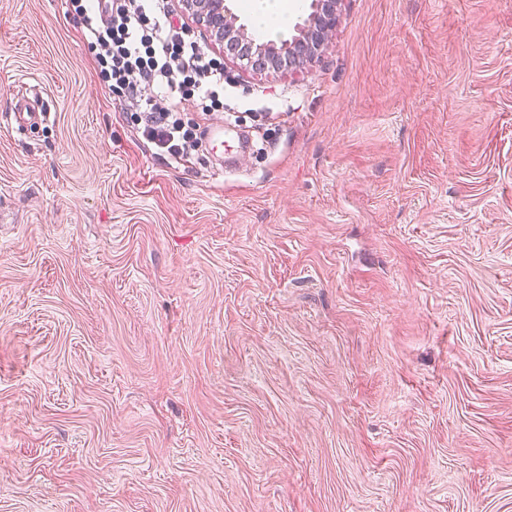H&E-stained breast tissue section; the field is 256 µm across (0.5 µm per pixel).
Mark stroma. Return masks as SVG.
I'll return each mask as SVG.
<instances>
[{
	"label": "stroma",
	"mask_w": 512,
	"mask_h": 512,
	"mask_svg": "<svg viewBox=\"0 0 512 512\" xmlns=\"http://www.w3.org/2000/svg\"><path fill=\"white\" fill-rule=\"evenodd\" d=\"M338 14L224 176L0 0V512H512V0Z\"/></svg>",
	"instance_id": "stroma-1"
}]
</instances>
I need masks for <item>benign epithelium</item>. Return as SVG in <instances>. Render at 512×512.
Returning a JSON list of instances; mask_svg holds the SVG:
<instances>
[{
  "label": "benign epithelium",
  "instance_id": "1",
  "mask_svg": "<svg viewBox=\"0 0 512 512\" xmlns=\"http://www.w3.org/2000/svg\"><path fill=\"white\" fill-rule=\"evenodd\" d=\"M184 14L198 30L222 49L224 57L248 60L253 72L277 73L283 67L297 70L312 63L328 45L337 22L340 0H311L310 12L295 26V34L279 41H259L248 28L238 23V16L227 0H181Z\"/></svg>",
  "mask_w": 512,
  "mask_h": 512
}]
</instances>
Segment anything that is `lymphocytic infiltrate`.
<instances>
[{
  "instance_id": "obj_1",
  "label": "lymphocytic infiltrate",
  "mask_w": 512,
  "mask_h": 512,
  "mask_svg": "<svg viewBox=\"0 0 512 512\" xmlns=\"http://www.w3.org/2000/svg\"><path fill=\"white\" fill-rule=\"evenodd\" d=\"M79 20L100 81L121 93L143 137L174 159L198 150V121L224 105V63L205 40L192 36L173 0H66Z\"/></svg>"
}]
</instances>
